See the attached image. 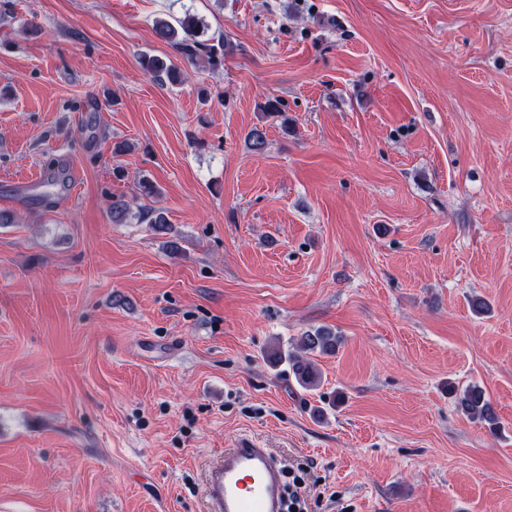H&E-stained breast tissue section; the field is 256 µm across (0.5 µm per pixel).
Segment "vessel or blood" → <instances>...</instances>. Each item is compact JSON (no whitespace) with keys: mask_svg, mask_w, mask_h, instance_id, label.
<instances>
[{"mask_svg":"<svg viewBox=\"0 0 512 512\" xmlns=\"http://www.w3.org/2000/svg\"><path fill=\"white\" fill-rule=\"evenodd\" d=\"M282 465L271 449L239 438L204 476L207 512H284Z\"/></svg>","mask_w":512,"mask_h":512,"instance_id":"b4317fda","label":"vessel or blood"}]
</instances>
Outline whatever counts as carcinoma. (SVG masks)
<instances>
[{
	"label": "carcinoma",
	"mask_w": 512,
	"mask_h": 512,
	"mask_svg": "<svg viewBox=\"0 0 512 512\" xmlns=\"http://www.w3.org/2000/svg\"><path fill=\"white\" fill-rule=\"evenodd\" d=\"M154 30L159 38L171 45L172 48L186 61L193 62L199 58L207 61L213 68L224 66V57L228 52V45L224 38H217L210 43L199 39L203 33L202 22L196 15L185 12L184 16L170 23L165 19L154 21ZM143 71L156 80L172 85L183 82L181 68L171 59L144 54L139 60ZM281 100L274 97L267 99L261 105V111L266 118H278L283 127H288V117L282 110ZM249 148L257 153L264 151L267 143L264 129L252 128L246 135ZM112 223L124 224L132 218L130 205L123 195H112L110 206ZM140 219L147 222L156 231L166 229V218L163 212L157 209H147L140 213ZM296 351L284 352L275 346L267 354L272 364L278 365L288 362L289 372L297 384L305 389L312 390L320 382V373L315 363L309 358L313 353L332 354L336 351V335L327 327L316 328L305 332L296 340ZM457 407L468 417L480 421L488 426L489 431L495 432L499 428V420L491 404L485 398L484 391L474 385L459 393L456 401Z\"/></svg>",
	"instance_id": "cac0c4a2"
}]
</instances>
